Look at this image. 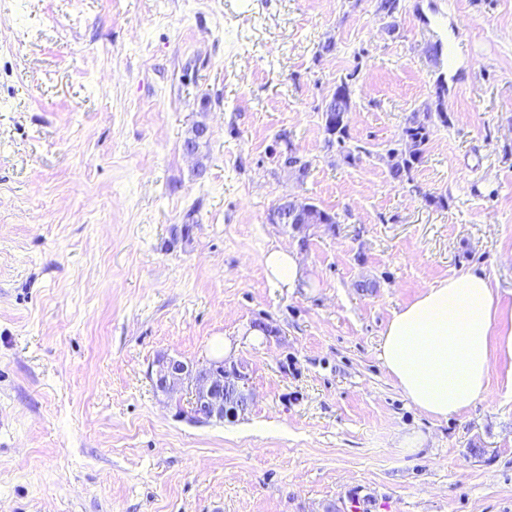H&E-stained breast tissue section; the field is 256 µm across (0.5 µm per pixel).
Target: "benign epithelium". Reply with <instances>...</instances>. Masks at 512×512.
Here are the masks:
<instances>
[{"label": "benign epithelium", "instance_id": "7a95c632", "mask_svg": "<svg viewBox=\"0 0 512 512\" xmlns=\"http://www.w3.org/2000/svg\"><path fill=\"white\" fill-rule=\"evenodd\" d=\"M152 382L166 395L184 391L188 412L201 420H224V416L245 411L250 403L249 374L245 364L231 359L210 358L196 364L160 357Z\"/></svg>", "mask_w": 512, "mask_h": 512}]
</instances>
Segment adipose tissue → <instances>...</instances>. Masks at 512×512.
I'll return each instance as SVG.
<instances>
[{
    "mask_svg": "<svg viewBox=\"0 0 512 512\" xmlns=\"http://www.w3.org/2000/svg\"><path fill=\"white\" fill-rule=\"evenodd\" d=\"M264 267L280 288L305 280L296 253L280 246L266 253ZM379 359L427 416L441 420L465 412L488 394L492 381L512 391V305L486 273L449 276L392 314Z\"/></svg>",
    "mask_w": 512,
    "mask_h": 512,
    "instance_id": "obj_1",
    "label": "adipose tissue"
}]
</instances>
